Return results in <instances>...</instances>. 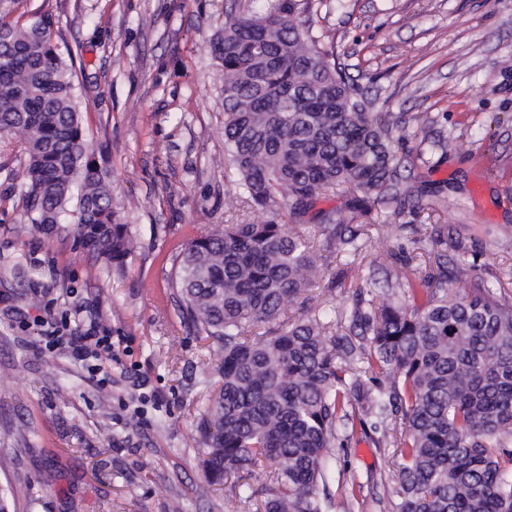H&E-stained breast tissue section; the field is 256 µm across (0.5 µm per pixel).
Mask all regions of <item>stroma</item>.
Returning a JSON list of instances; mask_svg holds the SVG:
<instances>
[{
	"instance_id": "obj_1",
	"label": "stroma",
	"mask_w": 512,
	"mask_h": 512,
	"mask_svg": "<svg viewBox=\"0 0 512 512\" xmlns=\"http://www.w3.org/2000/svg\"><path fill=\"white\" fill-rule=\"evenodd\" d=\"M261 0H13L15 15L51 14L54 39L77 53L85 139L109 173L112 203L129 224L122 274L83 249L72 230L32 229L15 178L25 136H0V488L9 512H256L233 481L204 476L195 425L209 404L212 364L184 325L169 274L185 245L227 224L290 223L280 207L243 201L224 152V81L212 44L230 6ZM336 35L338 61L378 112L407 121L395 148L429 194L372 226L356 257L328 255L302 224L325 277L314 287L347 311L356 286L372 292L392 254L434 269L432 230L467 249L452 255L455 292L476 280L512 282V0H323L311 15ZM95 321L112 357L72 358L53 330ZM112 429L111 440L98 433ZM392 448L367 438L333 449L330 512H377L393 491ZM364 484L351 502L345 472Z\"/></svg>"
}]
</instances>
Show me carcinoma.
<instances>
[{
	"label": "carcinoma",
	"mask_w": 512,
	"mask_h": 512,
	"mask_svg": "<svg viewBox=\"0 0 512 512\" xmlns=\"http://www.w3.org/2000/svg\"><path fill=\"white\" fill-rule=\"evenodd\" d=\"M312 0L231 11L213 54L224 75V148L249 201L284 203L319 224L326 250L356 256L372 213L421 208L401 171V116L369 112L334 51L335 34L298 28ZM51 23L0 38V132L26 124L22 199L39 232L75 217L93 256L121 271L129 225L112 210L107 171L82 131L71 50L48 69ZM342 191L350 217L315 209ZM322 277L307 237L286 224H226L181 253L171 288L197 337L218 346L220 388L197 422L210 486L258 473L260 512H327L330 449L380 435L396 456L379 512H512V302L480 281L452 292L448 271L396 257L388 291L357 293L349 314L311 307L279 321ZM420 288L421 305L406 302Z\"/></svg>",
	"instance_id": "cac0c4a2"
}]
</instances>
